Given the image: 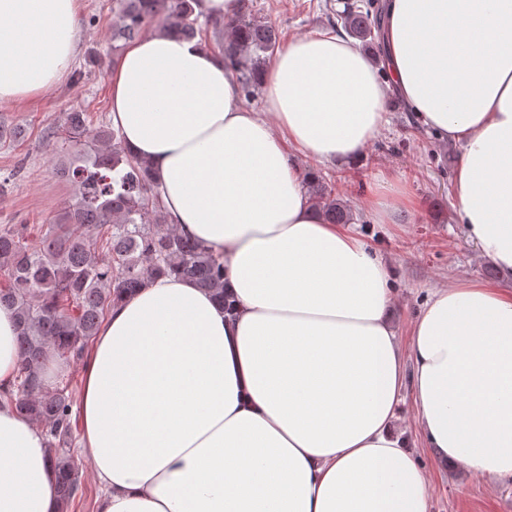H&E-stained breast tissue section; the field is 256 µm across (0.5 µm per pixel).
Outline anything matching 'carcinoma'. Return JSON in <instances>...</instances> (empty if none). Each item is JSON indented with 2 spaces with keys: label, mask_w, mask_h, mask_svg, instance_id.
Segmentation results:
<instances>
[{
  "label": "carcinoma",
  "mask_w": 512,
  "mask_h": 512,
  "mask_svg": "<svg viewBox=\"0 0 512 512\" xmlns=\"http://www.w3.org/2000/svg\"><path fill=\"white\" fill-rule=\"evenodd\" d=\"M377 0H354L328 24L369 46L382 39L384 17ZM197 0H116L112 51L141 37L148 27L195 39L211 31L224 65L238 75L241 98L258 94L266 64L279 48L276 26L246 12L226 22H199ZM88 113L69 112L46 137L61 144L57 176L74 198L51 224L0 225V305L14 309L20 364L14 389L4 394L18 412L43 425L49 459L59 479V512L82 494L69 383L43 377L47 349L66 361L80 360L111 304L156 277L176 275L224 299V262L204 246L166 226L160 193L146 161L132 157L119 130L106 124L92 138ZM312 205L327 222L347 224L348 205L325 178L306 181Z\"/></svg>",
  "instance_id": "cac0c4a2"
}]
</instances>
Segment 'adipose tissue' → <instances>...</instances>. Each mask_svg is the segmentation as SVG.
Listing matches in <instances>:
<instances>
[{"instance_id":"adipose-tissue-1","label":"adipose tissue","mask_w":512,"mask_h":512,"mask_svg":"<svg viewBox=\"0 0 512 512\" xmlns=\"http://www.w3.org/2000/svg\"><path fill=\"white\" fill-rule=\"evenodd\" d=\"M79 11L0 0V104L64 80ZM384 45L394 88L461 151L469 239L512 273V0H388ZM264 85L263 111L247 110L219 56L163 32L112 70V124L150 162L168 224L222 258L227 300L163 276L109 308L78 391L97 512H430L397 428L405 390L439 461L512 480V289L451 278L401 339L384 259L310 205L292 160L353 163L388 124L369 57L330 31L299 36ZM17 335L0 306V392ZM48 454L0 401V512H58Z\"/></svg>"}]
</instances>
